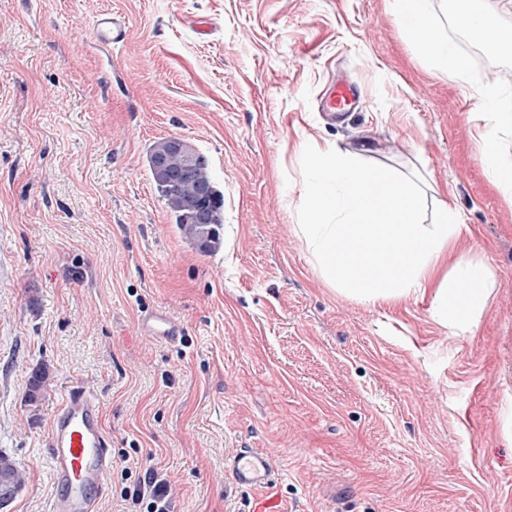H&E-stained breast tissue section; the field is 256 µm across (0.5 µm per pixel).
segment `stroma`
<instances>
[{
    "label": "stroma",
    "instance_id": "obj_1",
    "mask_svg": "<svg viewBox=\"0 0 512 512\" xmlns=\"http://www.w3.org/2000/svg\"><path fill=\"white\" fill-rule=\"evenodd\" d=\"M125 19L103 51L94 21ZM358 86L340 120L322 100ZM478 92L426 64L387 0H0V451L51 512L49 435L94 395L112 466L97 512H250L227 467L265 453L281 512H512V201L481 161ZM188 140L224 196L222 244L191 245L147 163ZM333 145L452 203L458 251L494 274L475 334L412 296L373 307L322 279L295 231L304 153ZM163 310L170 344L143 332ZM47 368L36 402L29 378ZM140 328L159 338L173 341L181 336V327L169 315L161 310H154L140 318ZM143 486L144 489L141 491L140 484V489L136 490L135 498L138 502L143 503L145 491H147L145 512H171L170 489L166 483L155 479L153 469L146 470Z\"/></svg>",
    "mask_w": 512,
    "mask_h": 512
}]
</instances>
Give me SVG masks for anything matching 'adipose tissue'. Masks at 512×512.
Segmentation results:
<instances>
[{"label": "adipose tissue", "instance_id": "obj_1", "mask_svg": "<svg viewBox=\"0 0 512 512\" xmlns=\"http://www.w3.org/2000/svg\"><path fill=\"white\" fill-rule=\"evenodd\" d=\"M304 164L296 233L330 286L374 306L427 296L434 317L455 334L477 329L494 274L456 252L469 228L451 204H441L436 223L423 224L407 183L330 146L307 152Z\"/></svg>", "mask_w": 512, "mask_h": 512}]
</instances>
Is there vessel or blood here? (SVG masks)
<instances>
[{"mask_svg":"<svg viewBox=\"0 0 512 512\" xmlns=\"http://www.w3.org/2000/svg\"><path fill=\"white\" fill-rule=\"evenodd\" d=\"M96 28L97 42L105 49L123 42L126 37L122 18L109 13L98 17ZM357 98L355 86L342 82L330 90L325 107L331 112H347ZM139 326L143 331L169 341L181 334L179 324L160 310L142 316ZM51 446L57 483L54 512H93L96 496L104 492L111 459L102 427L101 404L83 387H73L57 413L51 429ZM230 469L238 484L260 491L250 512H279L274 498L264 493L273 477L272 466L264 453L243 450L233 456Z\"/></svg>","mask_w":512,"mask_h":512,"instance_id":"vessel-or-blood-1","label":"vessel or blood"}]
</instances>
